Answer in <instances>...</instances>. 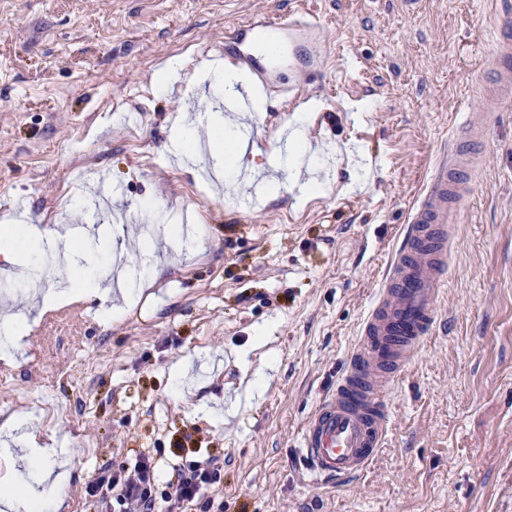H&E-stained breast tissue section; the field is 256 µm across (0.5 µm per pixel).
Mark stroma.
<instances>
[{
	"label": "stroma",
	"mask_w": 512,
	"mask_h": 512,
	"mask_svg": "<svg viewBox=\"0 0 512 512\" xmlns=\"http://www.w3.org/2000/svg\"><path fill=\"white\" fill-rule=\"evenodd\" d=\"M314 9L337 50L301 104L260 87L238 122L234 175L205 150L172 154L181 118L220 111L209 78L255 14ZM498 0H0V221L69 227L48 245L55 287L158 265L112 322L93 297L46 313L32 265L0 261V323L31 319L0 356V475L34 483L28 439L66 473L62 512H95L89 482L159 457L171 478L217 457L223 512H512V102L485 112ZM176 65L167 89L157 71ZM304 114L307 149L290 126ZM487 126L450 232L440 325L387 396L373 463L315 485L300 435L336 384L445 144ZM318 151L320 187L292 176ZM282 156L278 193L263 182ZM206 224L198 234V224Z\"/></svg>",
	"instance_id": "stroma-1"
}]
</instances>
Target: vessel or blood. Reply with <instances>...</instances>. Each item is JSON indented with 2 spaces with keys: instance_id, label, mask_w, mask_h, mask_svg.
<instances>
[{
  "instance_id": "obj_1",
  "label": "vessel or blood",
  "mask_w": 512,
  "mask_h": 512,
  "mask_svg": "<svg viewBox=\"0 0 512 512\" xmlns=\"http://www.w3.org/2000/svg\"><path fill=\"white\" fill-rule=\"evenodd\" d=\"M266 31L304 44L303 55L289 66L288 79L280 85L289 100H296L327 63L325 27L302 15L292 13L281 19L263 13L234 29L236 62L253 69L263 83L268 80L267 71L258 64L254 48ZM482 93L486 112L498 111L504 100L512 98L510 16L499 19L492 82ZM485 138L484 123L468 121L464 141L444 150L429 183L410 207L401 243L360 325L344 370L302 432V455L316 481L359 476L382 444L389 415L384 394L401 380L412 352L437 328L452 206L469 186L468 146Z\"/></svg>"
}]
</instances>
